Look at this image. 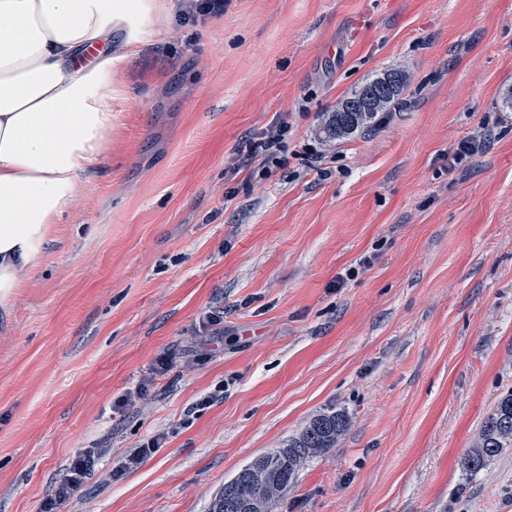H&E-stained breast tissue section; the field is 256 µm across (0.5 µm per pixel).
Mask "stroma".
<instances>
[{
	"instance_id": "35a3bbf8",
	"label": "stroma",
	"mask_w": 512,
	"mask_h": 512,
	"mask_svg": "<svg viewBox=\"0 0 512 512\" xmlns=\"http://www.w3.org/2000/svg\"><path fill=\"white\" fill-rule=\"evenodd\" d=\"M180 2L115 32L112 152L0 306V512H210L329 410L346 431L274 512H512V447L462 468L512 391V0ZM393 71L400 99L326 141ZM388 79L392 82L391 90H389L382 102L372 112L367 110L362 112H343L351 103L358 101L370 86L384 83ZM403 87L404 81L402 76L395 72L385 73L382 77L374 78L359 86L339 104L336 112H333L331 119L324 127L325 137L327 139L339 140L354 134L362 128H367L375 114L383 111L391 104L401 93ZM103 454L104 451L100 448H84L77 452L60 479L55 494V501L68 498L86 475L94 469L96 460L103 456Z\"/></svg>"
}]
</instances>
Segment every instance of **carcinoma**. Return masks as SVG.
Wrapping results in <instances>:
<instances>
[{
  "mask_svg": "<svg viewBox=\"0 0 512 512\" xmlns=\"http://www.w3.org/2000/svg\"><path fill=\"white\" fill-rule=\"evenodd\" d=\"M391 80L392 87L372 112H348L346 108L358 101L366 90ZM401 75L390 72L356 88L345 98L324 127L325 137L339 140L366 128L375 113L384 110L401 93ZM348 427L342 412L329 411L315 416L302 432L288 441L284 448L263 454L243 466L224 484L215 497L211 512H250L267 509L269 512L288 487L295 484L301 468L313 457L336 447V442ZM512 447V391L503 395L482 426L474 449L463 462L465 469L475 473L497 457L503 449Z\"/></svg>",
  "mask_w": 512,
  "mask_h": 512,
  "instance_id": "carcinoma-1",
  "label": "carcinoma"
}]
</instances>
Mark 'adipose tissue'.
Returning a JSON list of instances; mask_svg holds the SVG:
<instances>
[{
  "instance_id": "adipose-tissue-1",
  "label": "adipose tissue",
  "mask_w": 512,
  "mask_h": 512,
  "mask_svg": "<svg viewBox=\"0 0 512 512\" xmlns=\"http://www.w3.org/2000/svg\"><path fill=\"white\" fill-rule=\"evenodd\" d=\"M142 0H0V301L36 268L112 134V33Z\"/></svg>"
}]
</instances>
